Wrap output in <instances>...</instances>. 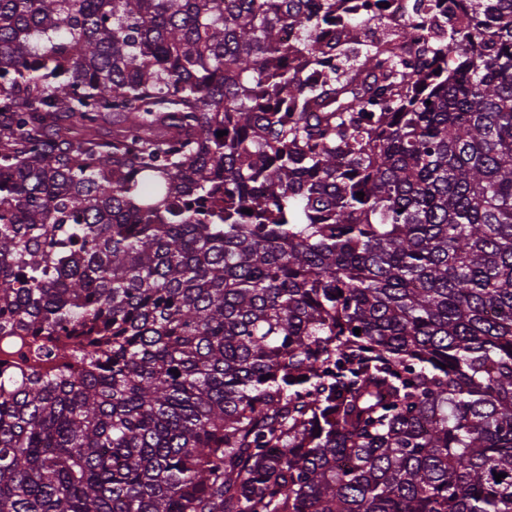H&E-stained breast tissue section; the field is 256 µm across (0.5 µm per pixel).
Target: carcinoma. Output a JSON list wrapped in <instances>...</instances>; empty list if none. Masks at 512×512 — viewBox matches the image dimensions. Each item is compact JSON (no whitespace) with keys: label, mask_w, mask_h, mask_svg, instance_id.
Masks as SVG:
<instances>
[{"label":"carcinoma","mask_w":512,"mask_h":512,"mask_svg":"<svg viewBox=\"0 0 512 512\" xmlns=\"http://www.w3.org/2000/svg\"><path fill=\"white\" fill-rule=\"evenodd\" d=\"M342 2L0 0V512H512V0ZM370 3L372 5L370 16L373 15L374 31H379L385 25H390L395 21H407L413 26H418L417 21H412L413 17L441 24L439 16L447 8L448 13L455 12L453 16H448V24H460L464 20L459 8H456L454 2L449 0L448 2L420 0L418 3L410 0H370ZM385 3H389V7H385ZM22 338L21 336H19ZM28 339L25 341L12 336H0V365L5 370L12 372H20L23 375H28L33 372L45 375L46 373L53 372H77L78 366L76 363L71 362L66 368L61 361H45L38 362L32 353V349L28 344Z\"/></svg>","instance_id":"obj_1"}]
</instances>
